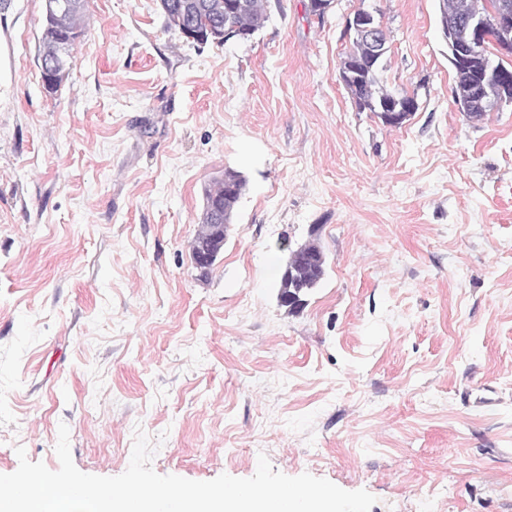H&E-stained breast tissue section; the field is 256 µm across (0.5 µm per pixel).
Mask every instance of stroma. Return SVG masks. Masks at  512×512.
Listing matches in <instances>:
<instances>
[{"label": "stroma", "mask_w": 512, "mask_h": 512, "mask_svg": "<svg viewBox=\"0 0 512 512\" xmlns=\"http://www.w3.org/2000/svg\"><path fill=\"white\" fill-rule=\"evenodd\" d=\"M268 0L248 40L197 45L159 0H88L54 91L45 0L0 11V474L16 446L117 476L207 481L259 455L375 496L370 512H507L512 498V106L470 123L438 0ZM379 11L391 127L339 80L347 14ZM241 172L200 275L202 192ZM325 274L279 303L292 249ZM416 102L411 103H394L391 106L382 105V112L379 113L383 118L384 122L394 126L403 125L412 116L413 112L416 111Z\"/></svg>", "instance_id": "1"}]
</instances>
